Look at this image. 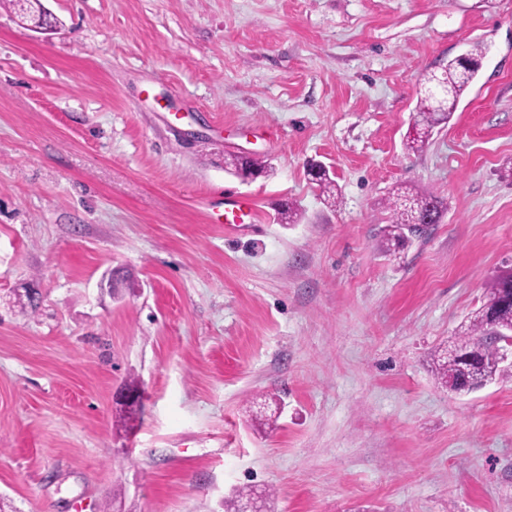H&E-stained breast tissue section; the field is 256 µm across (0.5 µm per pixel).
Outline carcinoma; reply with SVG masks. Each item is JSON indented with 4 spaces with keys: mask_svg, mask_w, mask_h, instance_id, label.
I'll use <instances>...</instances> for the list:
<instances>
[{
    "mask_svg": "<svg viewBox=\"0 0 512 512\" xmlns=\"http://www.w3.org/2000/svg\"><path fill=\"white\" fill-rule=\"evenodd\" d=\"M481 56L482 48L476 45L467 60L448 61L444 66L448 79L445 86L434 80V74L423 75L426 90L418 106L414 130L407 137V149L419 150L437 127L449 123L461 97L478 75ZM389 209L391 222L385 233L386 252L394 255L404 247L407 234L414 233L413 225L439 223L443 202L435 195L419 194L400 186L391 193ZM489 293L500 294L499 303L489 310L478 308L459 327L452 345L459 357L445 355L437 360L436 374L441 384H453L460 392H467L483 381L488 383L501 373L494 337L512 331V276L494 278Z\"/></svg>",
    "mask_w": 512,
    "mask_h": 512,
    "instance_id": "1",
    "label": "carcinoma"
}]
</instances>
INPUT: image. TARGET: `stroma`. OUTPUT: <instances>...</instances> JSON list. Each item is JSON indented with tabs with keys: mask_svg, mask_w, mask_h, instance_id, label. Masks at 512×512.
I'll return each instance as SVG.
<instances>
[{
	"mask_svg": "<svg viewBox=\"0 0 512 512\" xmlns=\"http://www.w3.org/2000/svg\"><path fill=\"white\" fill-rule=\"evenodd\" d=\"M42 5L0 0V512H512V367L432 372L512 272V0ZM397 184L448 211L393 257ZM482 48L474 46L468 55L467 61L452 59L444 66L442 71L447 72V87L434 80L433 73L423 75V84L426 85L424 98L420 100L417 116L409 133L406 148L418 151L433 135L434 130L451 120L461 97L476 79L480 68ZM434 90H442L441 102H437L433 96ZM224 229L232 230L243 224L257 223V210L253 202L236 194L224 198Z\"/></svg>",
	"mask_w": 512,
	"mask_h": 512,
	"instance_id": "1",
	"label": "stroma"
}]
</instances>
